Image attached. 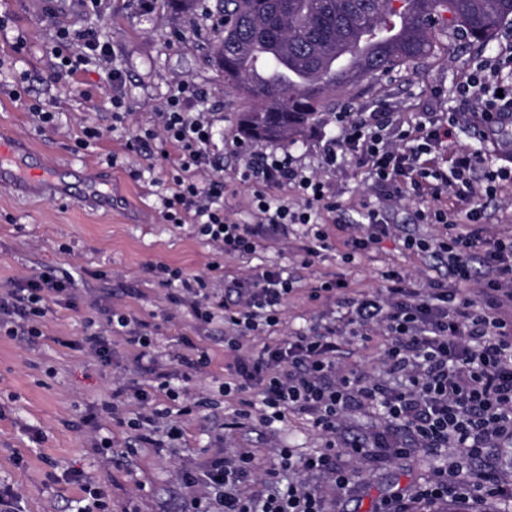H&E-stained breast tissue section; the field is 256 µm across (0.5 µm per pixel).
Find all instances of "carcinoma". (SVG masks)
Listing matches in <instances>:
<instances>
[{
	"label": "carcinoma",
	"instance_id": "cac0c4a2",
	"mask_svg": "<svg viewBox=\"0 0 512 512\" xmlns=\"http://www.w3.org/2000/svg\"><path fill=\"white\" fill-rule=\"evenodd\" d=\"M214 28L212 61L254 105L241 113L254 141L292 142L321 124L329 94L419 60L438 32L486 44L512 0H171ZM268 71L258 83L255 67Z\"/></svg>",
	"mask_w": 512,
	"mask_h": 512
}]
</instances>
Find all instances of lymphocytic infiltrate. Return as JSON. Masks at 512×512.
Here are the masks:
<instances>
[{"instance_id":"1","label":"lymphocytic infiltrate","mask_w":512,"mask_h":512,"mask_svg":"<svg viewBox=\"0 0 512 512\" xmlns=\"http://www.w3.org/2000/svg\"><path fill=\"white\" fill-rule=\"evenodd\" d=\"M69 74L92 64L102 70L112 89V121L124 123L125 80L113 65L108 42L85 29L61 31L52 50ZM512 66V54L478 64L456 88V95L478 106L481 124L512 114V87L500 86V72ZM202 93L178 82L159 125L178 154L164 179L156 180L164 216L169 223L193 225L198 236L224 255L249 254L276 237H287L294 226L306 229L297 251L303 264L332 250L323 227L326 216L342 204L316 175L292 166L274 152L249 163L243 177L254 187L251 222L240 223L224 213L223 169L212 154L211 113L199 111ZM460 123L458 113L420 122L418 134L393 123L388 113L337 115L336 135L323 145V162L341 167L357 161L368 169L379 190H410L414 198L437 201L454 193L461 208L418 210L420 223L436 219L437 234L422 238L399 233L377 207L362 206L358 235L345 243L343 263L400 235L404 250L425 255L444 267L443 277L426 286L414 284L396 270L382 272V289L345 298L350 325L361 342L382 330L387 343L381 363L385 375L366 378L339 364L342 337L332 324L319 325L253 353L246 344L256 333H275L281 312L295 290V280L282 266H270L247 279L224 278V297L212 300L205 279L186 276L164 264L153 269L167 288L170 301L189 308L195 320L222 321L224 348L231 361L219 391L237 400L223 428L238 432L252 421L272 426L287 413L310 416L326 441L303 458L279 449V464L267 469L262 489L247 493L241 485L257 469L254 453L240 449L215 461L203 478L184 474L188 485L204 482L207 492L188 500L183 512H346L338 499L302 484L280 487L281 471L298 469L327 477L338 489L355 485V471L341 466V455L378 458L407 454L415 448L436 462L431 479L412 494L390 492L382 512H414L422 502L452 501L472 512L492 501L501 512H512V480L497 476L487 457L491 448H512V236L499 237L486 222L485 200L512 182V155L480 148L457 153L450 167L439 162ZM293 188L295 201L283 189ZM70 272L43 270L14 288L0 292V329L10 336H40V322L50 303L73 294ZM133 318L113 312L104 332H91L85 343L97 357L111 355L112 336H134L141 350L138 368L155 374L161 389L179 398L180 388L169 374L158 372L151 336L133 335ZM375 411L385 429L374 437L340 435L345 411Z\"/></svg>"}]
</instances>
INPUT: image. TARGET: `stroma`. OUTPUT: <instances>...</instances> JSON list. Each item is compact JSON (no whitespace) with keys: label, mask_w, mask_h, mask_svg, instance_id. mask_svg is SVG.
I'll use <instances>...</instances> for the list:
<instances>
[{"label":"stroma","mask_w":512,"mask_h":512,"mask_svg":"<svg viewBox=\"0 0 512 512\" xmlns=\"http://www.w3.org/2000/svg\"><path fill=\"white\" fill-rule=\"evenodd\" d=\"M88 28L108 39L125 78L129 113L115 131L110 128L112 94L105 81L92 70L73 76L59 73L51 53L60 30ZM20 38L25 41L21 49L16 46ZM213 44L208 21L174 12L167 0H153L148 10L143 0H101L97 12L90 14L78 0H0V57L9 61L0 70V137L31 149V175H38L45 164H59L60 179L70 188L68 195L52 196L0 185V292L47 268L71 271L77 282L75 308L52 305L42 320V336L28 340L0 334V487L12 489L21 512H71L74 502L90 504L83 490L87 484L101 493L111 512H182L188 499L205 491L201 484L186 486L185 472L202 474L212 462L248 448L259 464L248 486L257 489L266 469L276 464L278 448L292 449L298 457L322 448L324 439L311 418L292 412L272 428L258 424L249 431L222 434L218 425L233 410L218 392L231 360L224 350V328L218 322L197 324L186 308L171 304L149 268L163 263L206 277L217 260L230 274L246 277L268 264L287 266L298 282L282 314L281 339L329 321L344 328L339 304L308 300L309 288L320 281L340 277L356 292L379 289L382 272L391 269L421 283L435 278L430 260L405 252L395 237L343 264L344 243L352 234L348 224L361 204L376 202L377 196L357 162L324 168L321 142L334 132L341 112H390L412 129L423 113L456 111L462 118L449 151L478 148V118L454 90L477 61L512 49V17L487 45L440 35L424 59L378 81L337 91L327 102L322 125L288 144L244 138L238 114L249 102L225 85L223 72L211 61ZM178 80L203 92L200 107L216 120L219 133L212 150L224 164L226 213L248 217L252 188L240 174L249 153L288 155L294 165L317 173L340 195L345 224L330 230L334 250L305 266L291 238L220 259L190 226L165 220L150 181L164 176L177 151L159 135L151 142V157L144 158L129 154L126 141L139 129L154 127L156 112ZM38 102L58 112L54 129H38L30 112ZM86 126L102 128L105 135L74 151L75 137ZM112 155L117 158L113 164L108 161ZM89 177L111 195V205L85 198ZM115 309L149 324L165 372L179 373L174 356L185 352L183 338L208 353V368L186 382L185 389L189 398H211V408L182 416L183 401L171 400L153 375L136 369L139 347L131 337H111L108 365L82 347L88 330H104ZM137 389L150 393L151 406L133 398ZM119 390L127 398L113 418L103 406ZM152 406L168 412L152 426L161 447L128 450L127 420ZM171 423L182 431L175 441L166 438ZM103 437L109 438L110 450L96 448V440ZM344 464L360 473L352 489L359 512H376L392 487L409 490L432 474L430 459L420 453L348 458Z\"/></svg>","instance_id":"1"}]
</instances>
